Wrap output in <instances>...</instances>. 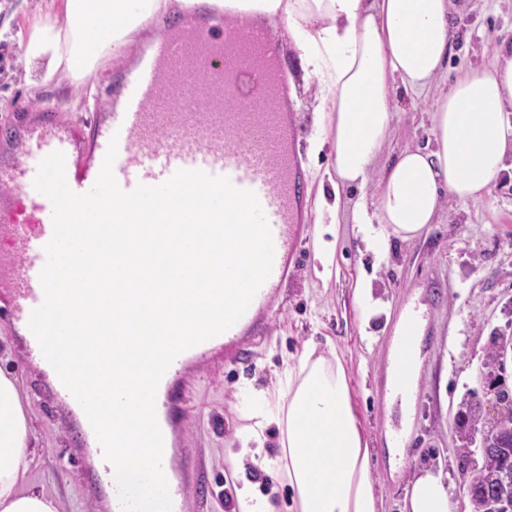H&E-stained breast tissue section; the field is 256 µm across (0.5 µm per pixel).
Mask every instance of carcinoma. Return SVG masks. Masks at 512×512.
<instances>
[{"mask_svg": "<svg viewBox=\"0 0 512 512\" xmlns=\"http://www.w3.org/2000/svg\"><path fill=\"white\" fill-rule=\"evenodd\" d=\"M461 409L465 417L459 424L460 457L469 458V431L485 428L486 452L469 476L470 512H494L497 503L512 500V418L493 422L480 404L470 401L462 403Z\"/></svg>", "mask_w": 512, "mask_h": 512, "instance_id": "1", "label": "carcinoma"}]
</instances>
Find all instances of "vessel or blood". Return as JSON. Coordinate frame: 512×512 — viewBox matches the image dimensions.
I'll list each match as a JSON object with an SVG mask.
<instances>
[{"label":"vessel or blood","instance_id":"obj_1","mask_svg":"<svg viewBox=\"0 0 512 512\" xmlns=\"http://www.w3.org/2000/svg\"><path fill=\"white\" fill-rule=\"evenodd\" d=\"M286 83L266 22L222 6L204 14L191 7L134 61L118 68L101 112L92 119H67L24 101L0 124V140L14 146L0 157V315L24 331L26 353L38 370L49 364L27 326L44 300L40 272L53 234L52 204L33 185L40 161L62 152L67 183L83 194L95 184L113 142V174L123 190L157 186L178 170L199 169L255 192L271 230L274 259L241 318L246 324L286 280L288 260L299 256L306 188ZM190 99L195 109H188ZM239 326L179 354L169 373L234 344ZM176 404L168 380H160L155 411L161 431L176 426ZM92 454L97 463L89 481L101 489L107 512H122L102 447L94 446ZM201 470L187 461L185 481L169 483L172 512H182L190 491L201 486Z\"/></svg>","mask_w":512,"mask_h":512}]
</instances>
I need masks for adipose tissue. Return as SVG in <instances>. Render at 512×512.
<instances>
[{
	"label": "adipose tissue",
	"mask_w": 512,
	"mask_h": 512,
	"mask_svg": "<svg viewBox=\"0 0 512 512\" xmlns=\"http://www.w3.org/2000/svg\"><path fill=\"white\" fill-rule=\"evenodd\" d=\"M226 6L282 17L315 81L322 132L339 180L364 182L390 129L395 84L423 86L451 53L452 0H225ZM172 0H64L65 24L32 39L28 62L42 80L86 76L124 52L145 21ZM435 148L407 149L381 174L375 206L359 202L355 222L378 253L390 237L411 240L434 223L445 197L477 199L512 170V41L501 40L491 67L465 71L438 94ZM242 452L263 447L270 427L280 450L265 462L290 490L288 512H376L370 449L355 414L341 359L308 345L277 390L241 393ZM31 431L19 389L0 373V512H60L56 498L22 487ZM407 512H448L443 475L425 470L405 498Z\"/></svg>",
	"instance_id": "adipose-tissue-1"
}]
</instances>
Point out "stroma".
<instances>
[{
  "instance_id": "35a3bbf8",
  "label": "stroma",
  "mask_w": 512,
  "mask_h": 512,
  "mask_svg": "<svg viewBox=\"0 0 512 512\" xmlns=\"http://www.w3.org/2000/svg\"><path fill=\"white\" fill-rule=\"evenodd\" d=\"M452 49L441 87L460 72L492 64L495 46L512 40V0H457ZM64 23L63 0H0V45L16 62L0 72V122L27 99L75 119L96 113L110 80V58L88 78L65 77L42 83L26 71V51L36 28ZM288 75V96L298 125L301 174L307 187L300 267L290 275L239 338V356L222 355L212 363L189 366L173 379L178 395L175 415L187 423L173 456L203 463L207 485L192 496L188 512H234L226 489L250 482L275 507L288 501V488L245 464L231 478V456L238 453L243 424L236 394L245 383L262 388L276 382L282 361L315 343L319 353L339 357L368 445L377 512H403L410 480L425 469L442 471L450 512H470L468 476L457 451L454 417L463 400L485 401L489 381L483 358L491 337L512 336V176L503 175L479 200H449L436 224L420 237L391 239L378 257L353 222L358 201L374 204L380 168L407 147L434 149L431 114L436 92L398 93L393 121L382 152L364 182L339 185L336 246L325 275L314 259L321 217L319 187L332 167L329 149L315 150L320 127L315 91L302 81L301 62L284 22L272 18ZM367 276L383 315L363 329L354 285ZM419 312L423 334L417 339L413 398L395 393L392 351L399 317ZM0 372L16 381L34 431L28 450V487L56 497L61 512H95L96 492L85 477L88 445L78 415L53 405L51 378L39 374L21 348V337L0 321Z\"/></svg>"
}]
</instances>
